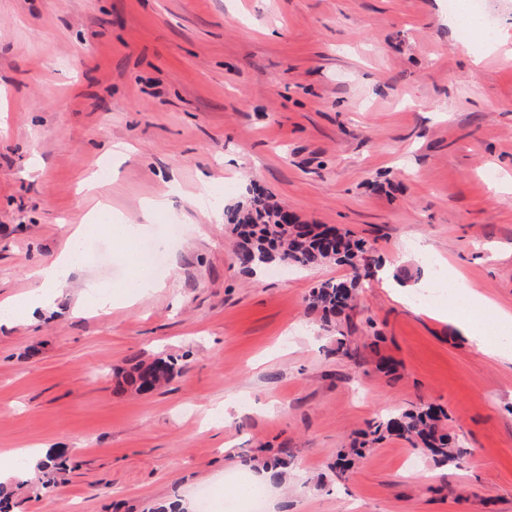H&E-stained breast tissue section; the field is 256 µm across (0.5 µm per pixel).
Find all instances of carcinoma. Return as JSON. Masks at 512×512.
<instances>
[{"mask_svg": "<svg viewBox=\"0 0 512 512\" xmlns=\"http://www.w3.org/2000/svg\"><path fill=\"white\" fill-rule=\"evenodd\" d=\"M282 214L281 205L262 192L224 211L225 228L236 240L235 264L248 273L274 263L306 269L326 263L347 266L349 278L324 281L312 288L306 298L308 311L319 315L322 328L335 330L339 318L354 308L355 293L372 274L374 259L364 242L348 229L322 224H281L277 217ZM181 372L179 359L171 355L147 360L135 356L119 371L122 382L118 383V390L148 394ZM445 417L444 410L421 400L368 424L349 447L337 453L333 464L336 476L345 478L354 459L363 457L367 450L388 436H396L424 450L438 464L459 463L465 449L456 446L444 431L441 420ZM37 469L45 475L59 473L66 470V459L50 452L37 464Z\"/></svg>", "mask_w": 512, "mask_h": 512, "instance_id": "cac0c4a2", "label": "carcinoma"}]
</instances>
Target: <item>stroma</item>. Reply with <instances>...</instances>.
Returning a JSON list of instances; mask_svg holds the SVG:
<instances>
[{
	"label": "stroma",
	"mask_w": 512,
	"mask_h": 512,
	"mask_svg": "<svg viewBox=\"0 0 512 512\" xmlns=\"http://www.w3.org/2000/svg\"><path fill=\"white\" fill-rule=\"evenodd\" d=\"M448 16L445 0H0V301L75 225L140 227L92 233L53 311L0 325V452L70 460L55 486L14 481L15 512H150L203 487L220 503L280 453L265 512H512V361L417 298L453 272L512 310V60ZM256 189L379 262L401 253L393 286L368 278L322 330L306 297L347 267L231 261L224 212ZM142 239L165 256L154 288L74 315L86 280L122 295ZM158 354L182 374L115 394V368ZM419 400L447 411L460 465L388 437L337 478L338 449Z\"/></svg>",
	"instance_id": "obj_1"
}]
</instances>
